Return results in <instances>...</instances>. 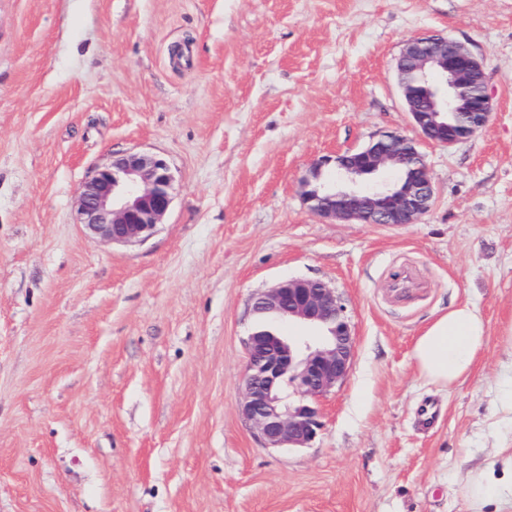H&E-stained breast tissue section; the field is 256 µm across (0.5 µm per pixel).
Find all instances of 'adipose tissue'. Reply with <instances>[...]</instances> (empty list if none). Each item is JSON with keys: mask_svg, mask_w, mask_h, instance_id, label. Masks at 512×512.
<instances>
[{"mask_svg": "<svg viewBox=\"0 0 512 512\" xmlns=\"http://www.w3.org/2000/svg\"><path fill=\"white\" fill-rule=\"evenodd\" d=\"M485 334V320L474 304H452L415 342L412 357L421 377L442 388L456 384L469 373Z\"/></svg>", "mask_w": 512, "mask_h": 512, "instance_id": "obj_1", "label": "adipose tissue"}]
</instances>
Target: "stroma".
Wrapping results in <instances>:
<instances>
[{"mask_svg": "<svg viewBox=\"0 0 512 512\" xmlns=\"http://www.w3.org/2000/svg\"><path fill=\"white\" fill-rule=\"evenodd\" d=\"M424 33L483 62L487 124L420 141L415 223L313 213L319 159L415 136L396 63ZM133 154L173 202L112 245L78 200ZM296 277L356 351L315 439L273 449L239 411L250 303ZM466 300L485 343L443 390L412 349ZM509 327L512 0H0V512H512Z\"/></svg>", "mask_w": 512, "mask_h": 512, "instance_id": "35a3bbf8", "label": "stroma"}]
</instances>
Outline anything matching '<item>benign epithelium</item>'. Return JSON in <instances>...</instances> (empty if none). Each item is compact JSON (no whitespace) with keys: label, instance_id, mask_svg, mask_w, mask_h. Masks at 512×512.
I'll return each mask as SVG.
<instances>
[{"label":"benign epithelium","instance_id":"benign-epithelium-1","mask_svg":"<svg viewBox=\"0 0 512 512\" xmlns=\"http://www.w3.org/2000/svg\"><path fill=\"white\" fill-rule=\"evenodd\" d=\"M406 112L418 134L453 146L488 122L492 100L482 63L469 49L435 35L409 39L398 57ZM418 141L389 134L362 149L319 161L338 178L307 194L314 213L339 221L401 226L432 206L434 186ZM392 166L406 171L400 184L366 191L361 183ZM173 175L155 155H129L97 169L80 197L82 224L99 239L132 244L149 238L172 202ZM254 317L299 323L290 336L253 323L240 400L242 416L268 448H302L320 427L318 401L348 376L356 346L350 318L336 290L320 279L291 278L256 292Z\"/></svg>","mask_w":512,"mask_h":512}]
</instances>
